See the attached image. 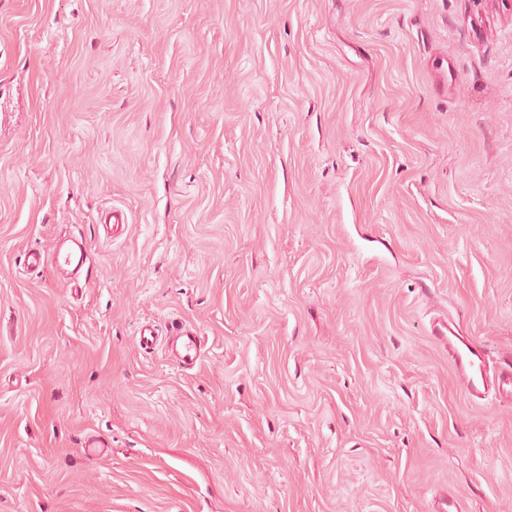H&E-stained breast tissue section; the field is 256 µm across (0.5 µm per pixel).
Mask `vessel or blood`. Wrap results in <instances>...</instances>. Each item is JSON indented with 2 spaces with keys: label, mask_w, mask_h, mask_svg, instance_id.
<instances>
[{
  "label": "vessel or blood",
  "mask_w": 512,
  "mask_h": 512,
  "mask_svg": "<svg viewBox=\"0 0 512 512\" xmlns=\"http://www.w3.org/2000/svg\"><path fill=\"white\" fill-rule=\"evenodd\" d=\"M89 252L86 242L78 236H70L58 241L51 253L30 251L24 257L28 268L38 269L44 264H51L70 282H78L86 271ZM431 336L448 349V357L456 370L469 395L483 394L488 387H495L507 396L512 397V363L499 369L496 375H489L486 353L480 346L460 336L452 322H435L430 331ZM170 353L173 359L183 368H194L203 356V341L196 329L181 326L170 342Z\"/></svg>",
  "instance_id": "obj_1"
}]
</instances>
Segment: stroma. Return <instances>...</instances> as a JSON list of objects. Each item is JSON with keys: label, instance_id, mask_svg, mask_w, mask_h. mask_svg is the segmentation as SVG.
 Instances as JSON below:
<instances>
[{"label": "stroma", "instance_id": "obj_1", "mask_svg": "<svg viewBox=\"0 0 512 512\" xmlns=\"http://www.w3.org/2000/svg\"><path fill=\"white\" fill-rule=\"evenodd\" d=\"M443 313L512 360L511 7L0 0V512H512ZM50 264L69 282L77 283L86 271L89 252L82 237L70 236L58 241L50 254L43 251H29L25 254L24 264L30 269H38L46 262ZM170 353L173 359L183 368L192 369L202 359L203 341L196 329L183 325L176 336H172Z\"/></svg>", "mask_w": 512, "mask_h": 512}]
</instances>
